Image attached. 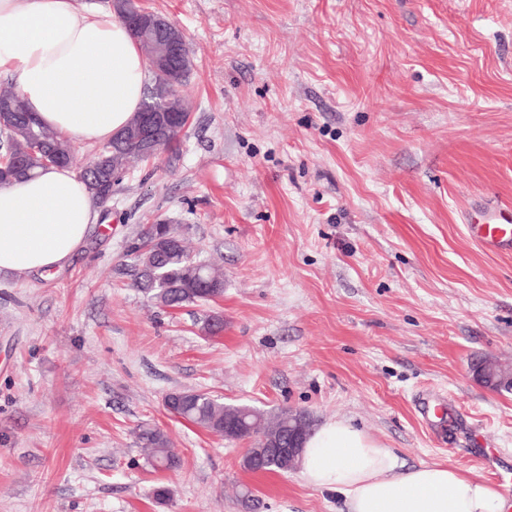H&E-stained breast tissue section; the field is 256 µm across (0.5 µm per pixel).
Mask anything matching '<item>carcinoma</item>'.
I'll use <instances>...</instances> for the list:
<instances>
[{"label":"carcinoma","instance_id":"cac0c4a2","mask_svg":"<svg viewBox=\"0 0 512 512\" xmlns=\"http://www.w3.org/2000/svg\"><path fill=\"white\" fill-rule=\"evenodd\" d=\"M115 12L128 24L133 36L148 60L162 53L163 39L143 33L135 26L134 18L147 10L135 0H123ZM184 81H170L167 72H152V85L146 89L142 106L152 104L168 112L169 128L157 139L156 150L142 151L138 135L144 112L134 113L126 127L107 142L80 170L79 179L99 205L112 198V187L121 180L126 163L132 159L149 161L163 153L174 155L181 143L180 133L187 126L190 113L182 111L184 98L180 88ZM9 100L16 106L14 112L0 111V126L6 129V139L0 145V175L9 172L21 179L72 162L73 146L53 129L36 121L20 94L1 91L0 101ZM133 255V287L162 307L177 309L186 305L206 302L224 295V276L210 263L190 255L183 236L162 219L148 225L129 246ZM476 378L491 389L512 387V372L492 361L477 371ZM166 408L182 415L187 422L209 433L230 441L248 440L251 447L243 457L244 468L256 459L262 442L274 443L288 436V412L273 418L262 414L246 416L234 424L236 415L246 409L244 405H226L202 390H180L169 393ZM137 440L152 467L162 463L174 471L181 466V458L173 448L169 436L157 427H141Z\"/></svg>","mask_w":512,"mask_h":512}]
</instances>
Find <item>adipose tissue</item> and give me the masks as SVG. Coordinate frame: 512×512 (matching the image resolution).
I'll return each instance as SVG.
<instances>
[{"label":"adipose tissue","mask_w":512,"mask_h":512,"mask_svg":"<svg viewBox=\"0 0 512 512\" xmlns=\"http://www.w3.org/2000/svg\"><path fill=\"white\" fill-rule=\"evenodd\" d=\"M147 63L112 13L77 0H0V74L16 76L31 112L62 137L112 139L141 106ZM98 208L67 167L0 185V274L66 265ZM307 485L340 494L348 512H512L480 478L443 463L401 469L391 449L349 420L325 421L299 456Z\"/></svg>","instance_id":"adipose-tissue-1"}]
</instances>
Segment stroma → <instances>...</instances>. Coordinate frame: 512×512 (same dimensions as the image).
<instances>
[{
  "instance_id": "35a3bbf8",
  "label": "stroma",
  "mask_w": 512,
  "mask_h": 512,
  "mask_svg": "<svg viewBox=\"0 0 512 512\" xmlns=\"http://www.w3.org/2000/svg\"><path fill=\"white\" fill-rule=\"evenodd\" d=\"M138 2L186 35L191 124L67 265L0 275V512H347L175 419L184 389L348 419L403 467L512 499V390L471 369L512 367V250L468 231L512 208V0ZM157 217L223 297L173 310L132 287L127 247ZM141 426L178 470L145 461ZM137 440L146 454L148 463L155 469L162 463L167 470L174 471L181 466V458L173 448L169 436L157 427H140Z\"/></svg>"
}]
</instances>
